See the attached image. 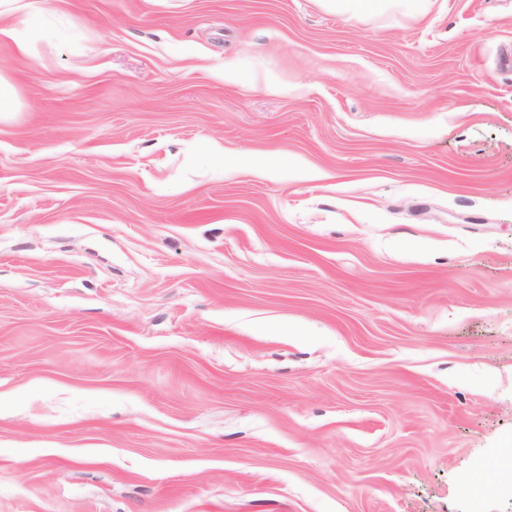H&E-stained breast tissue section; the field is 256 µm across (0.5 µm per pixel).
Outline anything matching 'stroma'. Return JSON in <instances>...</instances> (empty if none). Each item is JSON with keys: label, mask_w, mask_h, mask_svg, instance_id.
I'll return each instance as SVG.
<instances>
[{"label": "stroma", "mask_w": 512, "mask_h": 512, "mask_svg": "<svg viewBox=\"0 0 512 512\" xmlns=\"http://www.w3.org/2000/svg\"><path fill=\"white\" fill-rule=\"evenodd\" d=\"M10 20L0 512H512V0Z\"/></svg>", "instance_id": "35a3bbf8"}]
</instances>
